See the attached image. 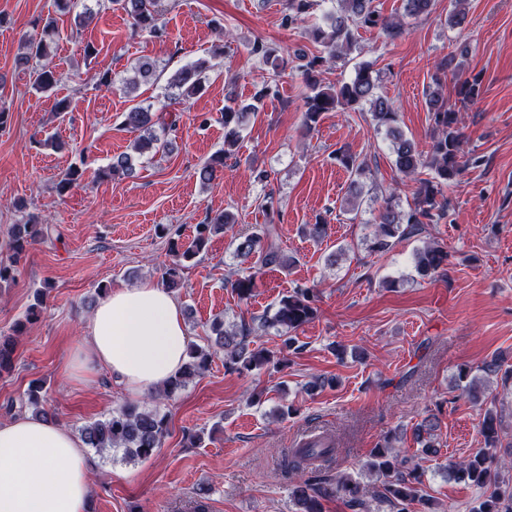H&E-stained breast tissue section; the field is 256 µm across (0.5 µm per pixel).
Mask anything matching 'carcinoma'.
Listing matches in <instances>:
<instances>
[{
  "label": "carcinoma",
  "instance_id": "carcinoma-1",
  "mask_svg": "<svg viewBox=\"0 0 512 512\" xmlns=\"http://www.w3.org/2000/svg\"><path fill=\"white\" fill-rule=\"evenodd\" d=\"M126 12L136 31L163 35L161 25V0H97ZM313 0H285V19L296 22L312 8ZM434 0H404V13L419 17L431 13ZM41 27L36 37L28 38L23 52L15 59V69L37 72L36 87L41 92L52 90L59 82L57 65L53 61L52 44L56 39V20L48 17L34 21ZM360 28H378L389 37L399 36L403 29L401 21L382 16L374 5V0H338L336 11L326 15L324 25L311 30L312 39L322 47V54L308 55L300 50L295 53L299 61L307 92L304 97V126L311 129L316 126L325 112L355 111L361 106L370 105L373 121L379 128H385L389 138L395 166L404 176L417 175L421 170L430 171L431 177L419 180L413 205L408 210L398 209L394 204V194L384 200L379 211L372 237L368 239V250L382 253L393 245L414 233L424 230V225L439 222L446 214V203L442 189L455 183L461 176L466 164L475 165L478 159L473 157L462 160V133L458 128L455 112L448 109L442 95V78L434 76V87L428 90L427 100L431 120L435 126V135L428 152L420 151L413 140L409 139L397 121V113L389 100L376 94V82L368 65L360 66L353 78L337 84L323 82L322 75L326 65L349 51L355 42V33ZM253 52L260 55L272 72L270 80L255 92L250 101L238 100L233 95L225 98L224 104V152L213 156L198 169V178L204 184L217 178L224 168V158L238 145L242 133L251 118L255 117L264 105V100L278 92L277 78L288 65V60L279 55L271 46L259 44ZM207 61L198 59L190 65L177 70L168 80V88L174 89L183 98L199 94L205 87ZM133 77L125 79L128 92L135 93L140 86L155 83L156 64L149 59H140L132 67ZM461 103L475 102L481 95V79L472 75L459 80L457 87ZM156 122L150 107L138 103L123 113L120 123L122 130L138 134L134 148L139 154L152 150L168 151L172 141L160 138L155 132ZM334 158L351 178L355 194L347 201V210L353 212L359 208L357 199L361 194L360 179L366 175L365 162L359 157L342 150L336 151ZM134 172L131 155L120 154L112 158L105 177H128ZM83 170L72 166L65 170L57 182V192L67 194L81 183ZM234 223V217L224 212L206 218L196 225L195 235L185 246L174 247V259L166 268L163 278L168 287L176 288L181 282L184 263L203 253L210 238L224 231V226ZM271 230L247 234L238 238L236 255L242 262L253 264V271L242 274L233 272V288L241 301L253 297L256 287V273L264 269L284 268L293 263L279 247L270 240ZM44 236V227L35 218L23 224H16L11 232L10 256L0 262V285L15 280L17 263L27 248ZM448 261V252L439 246L427 245L416 254V269L420 276L429 277ZM314 289L296 287L282 296L277 302L272 317L264 318L259 329L274 328L284 337V345L290 349L295 344L292 332L313 320L317 314L314 305ZM256 329L244 325L225 326L224 318L216 316L210 324L207 343L200 345L194 341L188 343L187 359L178 373L166 385L155 393L154 399L172 397L186 387L193 379L202 374L213 361L218 351H224V367L238 373L260 370L271 363L269 351L260 347H250V336ZM15 342L11 337L0 336V371L12 367ZM168 416L158 406L126 405L113 411L103 419L96 420L80 429V436L88 448L100 452L121 450L125 458L147 460L157 454L168 433ZM438 427V418L431 414L424 418L415 429L416 442L425 455H437L439 443L434 437ZM482 429L491 445L499 441L497 414L488 409L482 419ZM393 439L386 438L374 448L366 464L368 470L377 474L381 497L395 512H431L432 499L423 489L422 474L413 460L393 451ZM336 451V442L328 438L321 444L305 443L291 452L285 460L288 474L298 477L293 485L291 497L299 506V512H323V500L334 495L357 508L363 504L365 494L360 482L346 474L334 478L322 479L318 476L317 460L328 458ZM448 471L459 473L473 483L490 488V493L470 512H512V482H507L495 466L494 457L481 449L469 460L448 465Z\"/></svg>",
  "mask_w": 512,
  "mask_h": 512
}]
</instances>
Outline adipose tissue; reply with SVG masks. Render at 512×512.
<instances>
[{
  "mask_svg": "<svg viewBox=\"0 0 512 512\" xmlns=\"http://www.w3.org/2000/svg\"><path fill=\"white\" fill-rule=\"evenodd\" d=\"M189 341L176 298L145 280L99 300L70 355L69 375L85 383L106 371L143 396L177 373ZM90 470L70 428L29 416L0 424V512H87Z\"/></svg>",
  "mask_w": 512,
  "mask_h": 512,
  "instance_id": "ef3b65f1",
  "label": "adipose tissue"
}]
</instances>
